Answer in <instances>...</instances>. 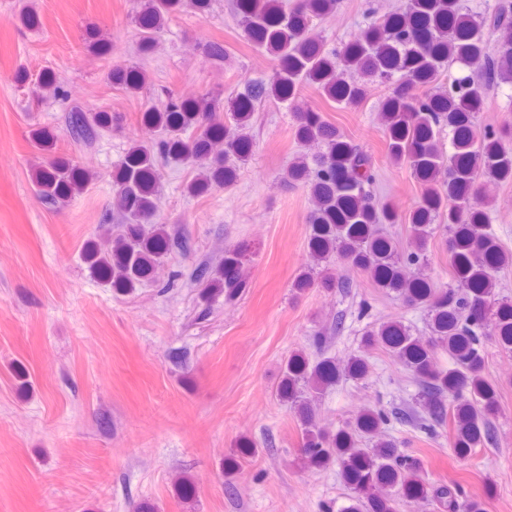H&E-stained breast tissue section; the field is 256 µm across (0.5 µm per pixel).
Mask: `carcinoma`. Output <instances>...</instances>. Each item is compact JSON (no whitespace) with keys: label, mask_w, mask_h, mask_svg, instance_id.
Listing matches in <instances>:
<instances>
[{"label":"carcinoma","mask_w":512,"mask_h":512,"mask_svg":"<svg viewBox=\"0 0 512 512\" xmlns=\"http://www.w3.org/2000/svg\"><path fill=\"white\" fill-rule=\"evenodd\" d=\"M139 4L132 22L138 51L147 56L169 17L186 9L203 15L210 0ZM335 7L336 0H295L291 7L283 0H235L244 35L276 61L272 77L247 85L226 113L206 94L172 95L165 104L141 112V123L153 128L157 137L130 143L113 176L119 223L112 230L111 246L89 249L85 259L99 278L129 292L151 281L165 257L189 252L187 238L171 235L156 221L160 165L191 166L196 175L187 184L190 193L226 188L252 156L248 130L257 105L267 99L289 103L298 139L325 146L314 159L315 169L299 154L283 173L287 182L308 183L313 201L309 262L293 292L314 285L325 291L350 288L330 272L331 263L339 259L367 273L375 287L404 306L424 309L429 335L415 336L408 326L391 321L365 331L362 345L381 346L397 356L419 386L422 410L411 411L407 418L429 434L448 429L449 447L466 459L491 440L498 410L497 390L484 375L485 343L495 340L512 347V300L499 296L491 277L509 257L490 230L489 204L473 200L481 179L512 182V163L506 156L512 152V125L477 128V114L489 93L503 83L512 84V10L501 7L474 15L462 10L460 0H407L404 10L374 20L336 51L309 35V23L326 18ZM477 56L488 59L484 73L450 77L440 94L425 91L447 69ZM110 79L131 93L147 83L142 70L124 65L112 67ZM376 79L394 84L380 112L388 157L396 165H409L426 184L408 217V251L400 250L385 229L399 223V215L388 205H377L369 190L371 155L301 99L303 88L312 86L329 103L356 106L366 84ZM39 88L43 99L66 95L47 73ZM65 123L73 141L90 145L100 131L112 127V115L91 112L75 102ZM443 126L448 127L446 152L438 139ZM91 179L88 171L54 159L32 171L39 196L52 205L67 202ZM438 233L448 240L451 252L450 285H438L422 273H405L408 266H426L428 242ZM244 260L242 251L228 250L216 264L195 266L188 279L204 286L206 299L221 293L227 299L239 297L248 288L241 276ZM313 343L321 356L290 354L278 395L299 420L298 464H336L347 501L338 512H398L410 502L422 504L427 512H485L484 503L461 487L421 478L422 461L385 436L390 420L385 410L368 408L335 433L320 427L316 395L341 378H364L367 364L359 356L337 364L324 355L327 336L320 332ZM439 353L448 355V367L438 365Z\"/></svg>","instance_id":"cac0c4a2"}]
</instances>
